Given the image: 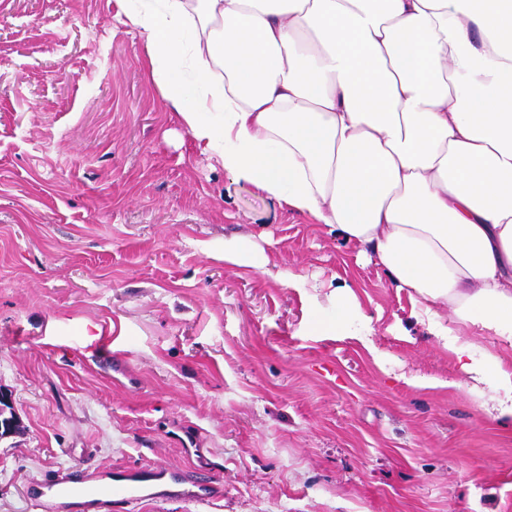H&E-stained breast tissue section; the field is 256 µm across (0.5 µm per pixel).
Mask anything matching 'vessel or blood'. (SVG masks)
<instances>
[{"instance_id":"1","label":"vessel or blood","mask_w":512,"mask_h":512,"mask_svg":"<svg viewBox=\"0 0 512 512\" xmlns=\"http://www.w3.org/2000/svg\"><path fill=\"white\" fill-rule=\"evenodd\" d=\"M177 443L187 455L204 459L201 439L194 427L182 425ZM219 492L216 480L199 481L190 471L178 467L125 469L114 472L111 483L86 485L65 477L28 488L27 499L34 512H41L45 497L80 499L86 506H102L106 498L135 506L146 500L179 499L189 502H212Z\"/></svg>"}]
</instances>
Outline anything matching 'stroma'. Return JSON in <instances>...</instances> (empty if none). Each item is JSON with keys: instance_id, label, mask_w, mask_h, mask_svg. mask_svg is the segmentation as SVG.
Here are the masks:
<instances>
[{"instance_id": "stroma-1", "label": "stroma", "mask_w": 512, "mask_h": 512, "mask_svg": "<svg viewBox=\"0 0 512 512\" xmlns=\"http://www.w3.org/2000/svg\"><path fill=\"white\" fill-rule=\"evenodd\" d=\"M119 10L0 0V391L23 426L0 438V512L59 471L193 469L180 423L223 494L136 512H512V424L453 387L408 291L199 154ZM242 236L266 269L225 265ZM343 281L354 327L327 301ZM174 439L183 448L187 455L195 456L200 461V463H202V465L198 466L199 471L210 472L214 469L213 466H210V464L206 462L203 448H199L201 447L202 443L200 436L194 427L183 424L179 428V434H177Z\"/></svg>"}]
</instances>
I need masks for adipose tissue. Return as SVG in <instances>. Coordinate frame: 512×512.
<instances>
[{"label": "adipose tissue", "mask_w": 512, "mask_h": 512, "mask_svg": "<svg viewBox=\"0 0 512 512\" xmlns=\"http://www.w3.org/2000/svg\"><path fill=\"white\" fill-rule=\"evenodd\" d=\"M124 16L200 153L366 248L417 319L444 305L512 343V0H138ZM438 340L457 388L512 422V368Z\"/></svg>", "instance_id": "1"}]
</instances>
